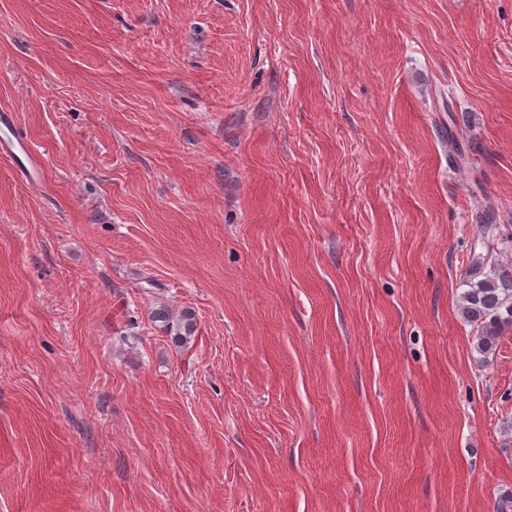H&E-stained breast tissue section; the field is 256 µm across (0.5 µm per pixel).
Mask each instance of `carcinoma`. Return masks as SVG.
I'll return each mask as SVG.
<instances>
[{"instance_id":"1","label":"carcinoma","mask_w":512,"mask_h":512,"mask_svg":"<svg viewBox=\"0 0 512 512\" xmlns=\"http://www.w3.org/2000/svg\"><path fill=\"white\" fill-rule=\"evenodd\" d=\"M486 258H476L472 271L463 279V314L477 325L476 350L483 356L491 354L498 346L503 326L512 325V275H505L492 268L485 270ZM155 319L174 329L173 339L185 343L195 327L194 314L186 310L176 320L165 312H158Z\"/></svg>"}]
</instances>
